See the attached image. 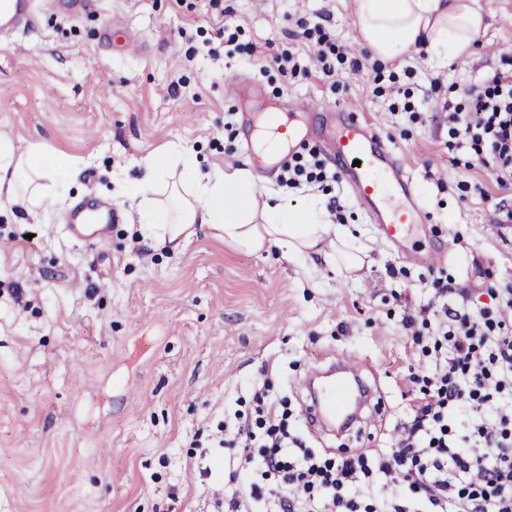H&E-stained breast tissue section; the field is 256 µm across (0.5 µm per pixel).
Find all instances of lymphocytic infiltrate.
<instances>
[{"label": "lymphocytic infiltrate", "mask_w": 512, "mask_h": 512, "mask_svg": "<svg viewBox=\"0 0 512 512\" xmlns=\"http://www.w3.org/2000/svg\"><path fill=\"white\" fill-rule=\"evenodd\" d=\"M470 112H450L448 135L469 144L500 189H512V68L465 88ZM317 153H294L279 181L298 188L333 180ZM443 305L432 336L404 325L414 344L438 356L409 374L420 387L409 421L396 425L391 448H359L324 459L299 434L294 411L281 410L270 381L254 389L256 416L237 419L223 444L251 462L257 436L271 449L262 479L244 477L229 512H253L274 479L278 512H415L420 495L427 512H512V287L489 288L491 305L471 310L447 304L452 283L434 279Z\"/></svg>", "instance_id": "1"}]
</instances>
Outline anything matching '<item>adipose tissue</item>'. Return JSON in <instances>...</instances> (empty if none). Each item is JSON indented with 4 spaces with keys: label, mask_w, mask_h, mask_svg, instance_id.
<instances>
[{
    "label": "adipose tissue",
    "mask_w": 512,
    "mask_h": 512,
    "mask_svg": "<svg viewBox=\"0 0 512 512\" xmlns=\"http://www.w3.org/2000/svg\"><path fill=\"white\" fill-rule=\"evenodd\" d=\"M359 40L377 59L396 62L409 50L425 49L436 62L467 59L485 29L481 0H353ZM68 161L39 159L17 152L0 140V203H32L44 196ZM28 170L19 180L20 170ZM125 192L139 203L145 235L179 253L197 228L225 246L264 253L285 244L293 254L324 253L337 272L362 269L366 249L348 226L333 223L321 200L285 205L276 197H258L248 172L233 164L202 170L191 151L178 154L177 165L145 161L140 178Z\"/></svg>",
    "instance_id": "obj_1"
}]
</instances>
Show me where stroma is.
I'll use <instances>...</instances> for the list:
<instances>
[{
    "label": "stroma",
    "instance_id": "35a3bbf8",
    "mask_svg": "<svg viewBox=\"0 0 512 512\" xmlns=\"http://www.w3.org/2000/svg\"><path fill=\"white\" fill-rule=\"evenodd\" d=\"M53 2L34 29L0 39V138L76 170L32 210L0 206V239L12 240L0 250V512H225L236 455L218 447V427L267 378L302 409L303 379L334 358L376 379L385 411H362L359 426L371 447L390 446L416 395L409 371L425 361L402 319L433 300L432 276L475 310L487 285L512 286V190L468 144L449 147L444 108L512 53V0H483L488 27L469 64L422 51L399 67L359 43L352 0ZM317 25L335 77L281 73L267 45L310 59ZM129 31L147 54L123 50ZM236 81L258 85L255 108L318 99L383 134L429 218L412 254L380 240L344 182L292 190L255 173L226 92ZM182 149L205 170L234 158L290 205L340 200L333 221L359 226L371 265L345 279L320 255L238 252L204 229L159 253L118 186ZM90 195L118 210L99 244L65 227Z\"/></svg>",
    "mask_w": 512,
    "mask_h": 512
}]
</instances>
